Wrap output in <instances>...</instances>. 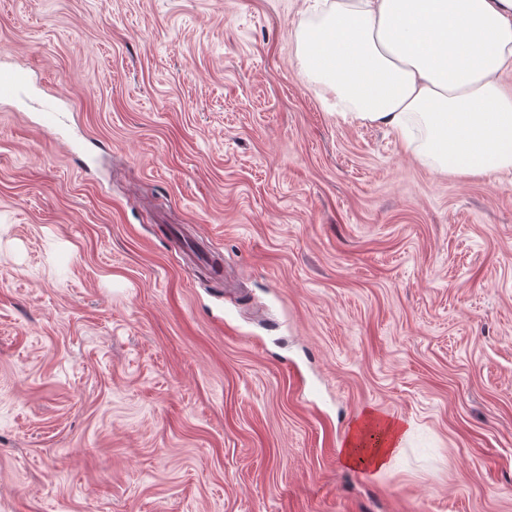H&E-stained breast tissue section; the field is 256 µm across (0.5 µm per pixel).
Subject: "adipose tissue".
I'll use <instances>...</instances> for the list:
<instances>
[{
	"instance_id": "ef3b65f1",
	"label": "adipose tissue",
	"mask_w": 512,
	"mask_h": 512,
	"mask_svg": "<svg viewBox=\"0 0 512 512\" xmlns=\"http://www.w3.org/2000/svg\"><path fill=\"white\" fill-rule=\"evenodd\" d=\"M295 36L344 122L390 129L437 174L512 176V0H311ZM408 433L365 412L343 460L385 470Z\"/></svg>"
}]
</instances>
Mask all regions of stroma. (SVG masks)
I'll return each instance as SVG.
<instances>
[{"instance_id":"stroma-1","label":"stroma","mask_w":512,"mask_h":512,"mask_svg":"<svg viewBox=\"0 0 512 512\" xmlns=\"http://www.w3.org/2000/svg\"><path fill=\"white\" fill-rule=\"evenodd\" d=\"M306 7L0 0V512H512V179L338 120ZM402 420L365 412L350 428L344 463L349 467L383 471L399 453L409 433Z\"/></svg>"}]
</instances>
